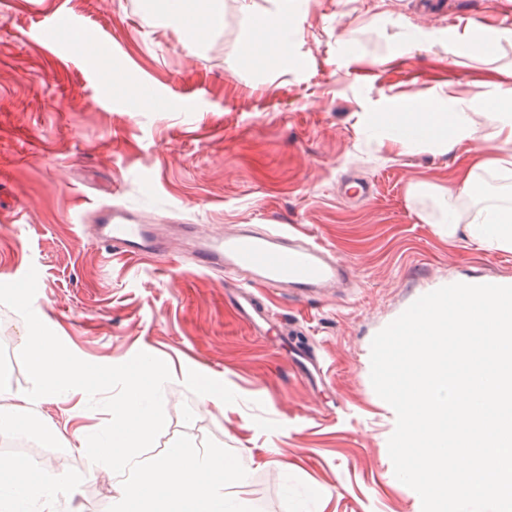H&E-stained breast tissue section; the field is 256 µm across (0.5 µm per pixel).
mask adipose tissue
Listing matches in <instances>:
<instances>
[{"mask_svg":"<svg viewBox=\"0 0 512 512\" xmlns=\"http://www.w3.org/2000/svg\"><path fill=\"white\" fill-rule=\"evenodd\" d=\"M154 15L165 26L180 30L187 46L199 41L200 31H213L223 20V0H154ZM483 92H473L467 107L449 104L438 112L377 114L378 127L389 130L393 141L410 146L425 141L439 142L449 152L472 139L471 108L483 104ZM432 223L443 225L449 237L465 232L473 241L512 251V206L491 204L466 213L462 192L451 190L435 198ZM58 484L47 482L38 468L19 458L0 457V512H14L17 504L33 500H53Z\"/></svg>","mask_w":512,"mask_h":512,"instance_id":"1","label":"adipose tissue"}]
</instances>
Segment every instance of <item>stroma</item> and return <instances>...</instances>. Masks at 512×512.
I'll use <instances>...</instances> for the list:
<instances>
[{
    "label": "stroma",
    "instance_id": "obj_1",
    "mask_svg": "<svg viewBox=\"0 0 512 512\" xmlns=\"http://www.w3.org/2000/svg\"><path fill=\"white\" fill-rule=\"evenodd\" d=\"M282 0L286 54L247 56L276 31L243 23L224 0V26L191 53L180 32L153 25L143 0H0V283L38 271L33 309L80 359L117 365L144 351L172 379L156 457L179 435L213 439L239 456L256 512H421L388 453L396 415L370 381L371 341L420 296L492 277L512 283V252L449 240L430 223L431 193L459 189L473 156L430 141L410 148L377 134L373 114L512 86V0ZM60 18L57 47L36 42ZM100 39L85 55L67 18ZM493 44L492 58H448L458 41ZM166 93L167 111L143 109L137 89ZM371 181L364 200L341 181ZM22 214H15V205ZM128 206L155 224H197L216 235L250 224L298 226L353 272L340 296L298 301L270 294L268 335L255 336L224 300V276L108 255L79 215ZM308 326L330 367L311 395L283 341ZM27 326L0 304L12 390L30 386L19 352ZM236 397L202 404L197 380ZM71 392L39 403L57 450L0 435L18 456L59 479L83 482L27 512H107L113 482L80 447L110 419ZM290 465L280 474L274 461Z\"/></svg>",
    "mask_w": 512,
    "mask_h": 512
}]
</instances>
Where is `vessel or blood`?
I'll use <instances>...</instances> for the list:
<instances>
[{"label": "vessel or blood", "instance_id": "vessel-or-blood-1", "mask_svg": "<svg viewBox=\"0 0 512 512\" xmlns=\"http://www.w3.org/2000/svg\"><path fill=\"white\" fill-rule=\"evenodd\" d=\"M94 230L113 253L128 259L166 253L173 269L187 262L199 271L223 273L225 287L232 290V306L241 322L257 336L263 335L273 315L272 307L258 296V289L285 290L295 300L303 301L335 293L338 285L349 278L347 267L322 243L292 238L284 228L257 231L243 226L204 238L200 246L181 256L170 255L169 239L155 225L121 209L99 210ZM292 362L311 391L325 386L324 358L315 349L294 355Z\"/></svg>", "mask_w": 512, "mask_h": 512}]
</instances>
